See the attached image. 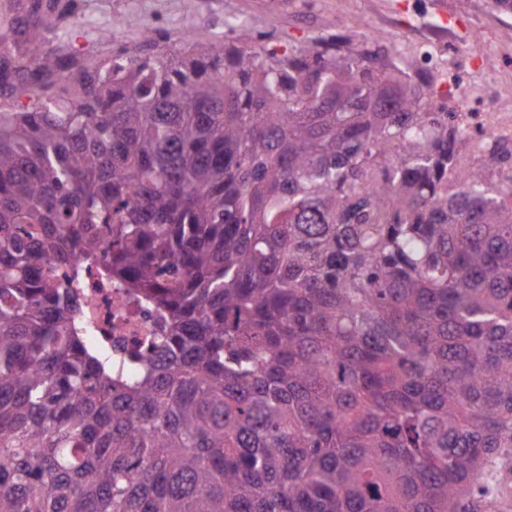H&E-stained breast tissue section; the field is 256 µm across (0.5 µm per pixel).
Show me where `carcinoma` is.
<instances>
[{
	"mask_svg": "<svg viewBox=\"0 0 512 512\" xmlns=\"http://www.w3.org/2000/svg\"><path fill=\"white\" fill-rule=\"evenodd\" d=\"M0 26V512H483L512 448V148L338 32L68 51ZM85 266L162 319L134 372L73 330Z\"/></svg>",
	"mask_w": 512,
	"mask_h": 512,
	"instance_id": "obj_1",
	"label": "carcinoma"
}]
</instances>
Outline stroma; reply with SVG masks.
<instances>
[{"instance_id": "1", "label": "stroma", "mask_w": 512, "mask_h": 512, "mask_svg": "<svg viewBox=\"0 0 512 512\" xmlns=\"http://www.w3.org/2000/svg\"><path fill=\"white\" fill-rule=\"evenodd\" d=\"M79 13L70 46L76 53L106 61L117 46L136 49L143 31L157 29L179 42L188 33L208 32L217 47L237 43L248 33L255 45L281 51L326 32L369 34L400 46L406 58H418L428 41L434 59L439 105L448 102V71L462 61L459 48L474 47L471 65L483 54L495 55L512 44V24L486 0H77ZM122 27H113L114 19ZM485 28L474 36L472 25Z\"/></svg>"}]
</instances>
